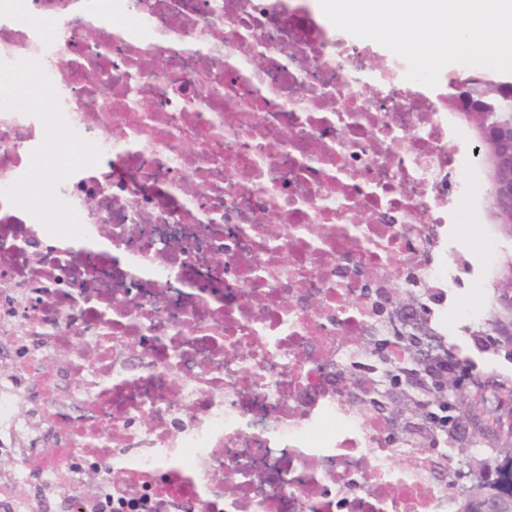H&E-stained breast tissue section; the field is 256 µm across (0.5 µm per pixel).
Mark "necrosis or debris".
I'll use <instances>...</instances> for the list:
<instances>
[{"label":"necrosis or debris","instance_id":"necrosis-or-debris-1","mask_svg":"<svg viewBox=\"0 0 512 512\" xmlns=\"http://www.w3.org/2000/svg\"><path fill=\"white\" fill-rule=\"evenodd\" d=\"M272 2L0 7V70L40 61L57 107L0 105V429L15 439L0 461L91 480L99 512H454L461 489L433 450L396 466L343 370L373 325L364 279L441 283L463 260H432L448 100L409 93L394 55L360 73L369 46L304 0ZM57 138L95 161L45 172L56 212L106 231L120 261L20 217L29 162ZM41 429L56 434L47 460Z\"/></svg>","mask_w":512,"mask_h":512}]
</instances>
